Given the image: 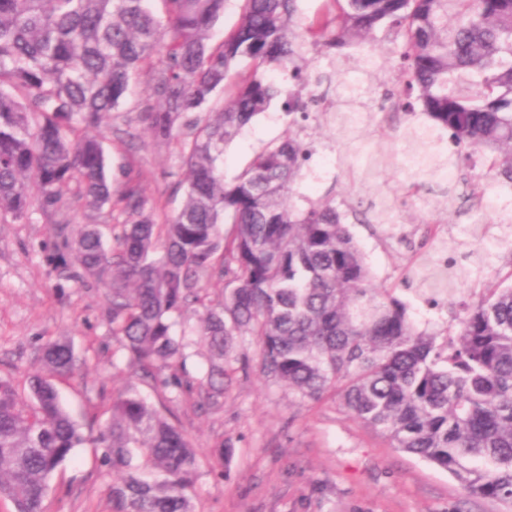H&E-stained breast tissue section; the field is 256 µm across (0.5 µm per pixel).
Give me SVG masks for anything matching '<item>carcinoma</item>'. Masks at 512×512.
<instances>
[{
  "label": "carcinoma",
  "instance_id": "obj_1",
  "mask_svg": "<svg viewBox=\"0 0 512 512\" xmlns=\"http://www.w3.org/2000/svg\"><path fill=\"white\" fill-rule=\"evenodd\" d=\"M238 2L216 41L228 0H0V218L52 217L77 187L90 221L50 262L105 284L116 350L142 380L193 388L174 331L192 314L209 352L208 402L233 385L239 337L252 336L265 376L303 399L338 395L392 447L512 505V284L486 289L439 343L371 283L333 200L290 202L321 105L305 93L306 53L329 57L379 31L402 60L387 99L447 129L458 152L483 155L468 198L512 184V0H324L305 22L297 0ZM271 67L288 73V90L266 77ZM141 74L159 97L149 130L176 142L187 168L184 202L161 223L134 178L112 191L103 142L90 135ZM283 94L285 136L225 178L227 146ZM76 362L70 342L50 343L27 400L0 377V496L15 512H44L49 476L90 445L120 473L107 487L112 512H196L208 458L173 413L130 387L84 430L58 393Z\"/></svg>",
  "mask_w": 512,
  "mask_h": 512
}]
</instances>
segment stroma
<instances>
[{"label":"stroma","mask_w":512,"mask_h":512,"mask_svg":"<svg viewBox=\"0 0 512 512\" xmlns=\"http://www.w3.org/2000/svg\"><path fill=\"white\" fill-rule=\"evenodd\" d=\"M401 68L397 45L367 42L336 60L318 58L309 93L331 101L336 112L312 113L306 123L315 151L331 152L335 169L314 183L303 180L294 198H330L345 211V224L365 256L375 284L392 288L419 327L440 330L456 324L479 290L512 274V186L492 184L486 206L464 208L467 177L481 170L480 155L457 153L448 131L434 127L438 140L431 161L413 170L409 141L417 126L429 124L423 112L400 115L397 124L381 119L386 93ZM357 80L362 96L349 102L345 84ZM140 77L135 93L113 113L106 150L113 190L135 177L157 214H169L184 201L186 167L175 145L155 140L144 114L156 104ZM288 126L281 101L253 119L224 153L225 176L235 175L260 146L280 139ZM366 222H358L356 211ZM65 226L41 215L30 222L0 219V377L26 392L28 377L45 346L68 339L77 357L79 380L59 386L60 400L78 420L96 412L102 395L123 390L133 372L116 353L108 324L111 302L94 279H72L48 256L62 231L86 223L75 192L62 204ZM440 225L436 244L425 243L421 225ZM432 266L454 261L455 285L445 296L431 295L410 258ZM241 345L249 357L218 406L200 403L198 392L174 393L140 385L141 394L160 410H173L195 448L207 455L229 445L222 474L202 469L195 485L196 512H505L502 503L468 494L448 472L390 447L387 439L355 419L328 397L303 400L260 370L254 337ZM114 475L98 465L94 448L75 450L50 479L45 512H112L106 488Z\"/></svg>","instance_id":"1"}]
</instances>
